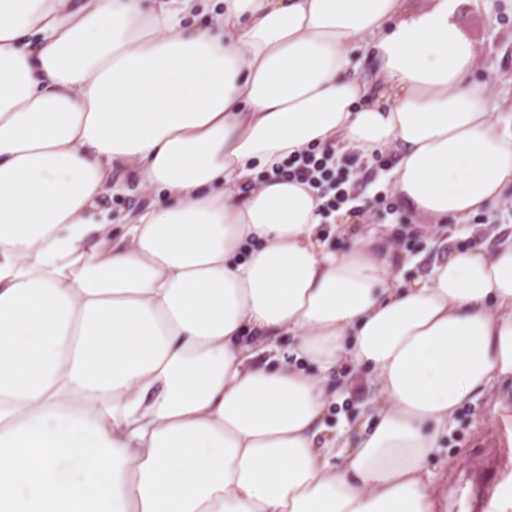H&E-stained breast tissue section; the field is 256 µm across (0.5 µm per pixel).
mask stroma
<instances>
[{
	"instance_id": "obj_1",
	"label": "stroma",
	"mask_w": 512,
	"mask_h": 512,
	"mask_svg": "<svg viewBox=\"0 0 512 512\" xmlns=\"http://www.w3.org/2000/svg\"><path fill=\"white\" fill-rule=\"evenodd\" d=\"M457 19L482 47L474 70L476 78L490 80L500 111L512 113V21L494 17L486 0L464 9ZM391 163L392 156L386 150L369 157L365 170L356 176L360 215H336L334 223L322 225V238L329 247L340 249L368 229L380 230L387 224L408 226V233L395 239L398 259L394 272L412 281L426 274L437 252L431 234L421 228L423 216L402 209L391 183L384 181ZM335 379L346 387L348 395L329 406L327 425L334 428L343 422H360L361 404L366 398L363 370L347 363L337 369ZM511 460L512 408L497 412L481 399L457 414L443 451L431 459L430 466L447 470L448 495L453 498L461 479L474 473L483 475L487 487H495L503 466Z\"/></svg>"
}]
</instances>
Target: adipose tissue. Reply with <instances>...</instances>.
Masks as SVG:
<instances>
[{"label":"adipose tissue","instance_id":"1","mask_svg":"<svg viewBox=\"0 0 512 512\" xmlns=\"http://www.w3.org/2000/svg\"><path fill=\"white\" fill-rule=\"evenodd\" d=\"M471 2L0 0V512H444L442 438L512 396V233L446 228L512 199ZM326 147L392 153L426 276L320 241L271 171ZM336 384L346 387L349 396L339 402L331 404L328 408L326 423L329 427L335 428L342 422L351 425L361 423L363 408L360 404L366 399V389L363 379L364 371L352 363L342 365L333 375Z\"/></svg>","mask_w":512,"mask_h":512}]
</instances>
